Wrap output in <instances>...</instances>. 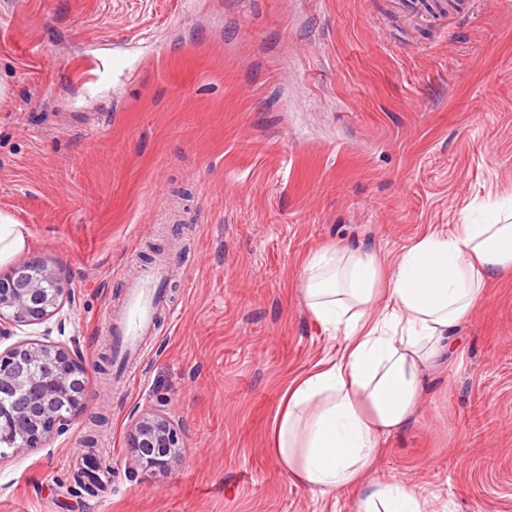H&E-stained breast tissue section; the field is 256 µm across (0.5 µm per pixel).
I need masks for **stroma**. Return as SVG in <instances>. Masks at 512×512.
I'll return each instance as SVG.
<instances>
[{
    "label": "stroma",
    "mask_w": 512,
    "mask_h": 512,
    "mask_svg": "<svg viewBox=\"0 0 512 512\" xmlns=\"http://www.w3.org/2000/svg\"><path fill=\"white\" fill-rule=\"evenodd\" d=\"M115 41L134 54L109 59ZM0 85V211L27 230L19 259L71 288L14 338L78 344L87 368L70 429L0 456V512H354L291 484L269 444L290 382L339 345L303 261L395 259L512 199V0H0ZM158 259L178 317L123 385L102 373L106 315ZM455 336L375 474L427 512H512V275ZM150 406L183 439L157 474L125 443ZM92 426L111 473L90 495L73 474Z\"/></svg>",
    "instance_id": "1"
}]
</instances>
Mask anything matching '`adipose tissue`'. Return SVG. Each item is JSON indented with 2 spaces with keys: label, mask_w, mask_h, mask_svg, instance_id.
I'll return each instance as SVG.
<instances>
[{
  "label": "adipose tissue",
  "mask_w": 512,
  "mask_h": 512,
  "mask_svg": "<svg viewBox=\"0 0 512 512\" xmlns=\"http://www.w3.org/2000/svg\"><path fill=\"white\" fill-rule=\"evenodd\" d=\"M512 272V224H455L423 235L395 261L334 245L305 260L311 320L336 353L292 382L271 443L291 483L319 498L354 491L355 512H425L414 487L373 479L389 438L419 413L423 380L452 333Z\"/></svg>",
  "instance_id": "obj_1"
}]
</instances>
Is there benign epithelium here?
Wrapping results in <instances>:
<instances>
[{"mask_svg": "<svg viewBox=\"0 0 512 512\" xmlns=\"http://www.w3.org/2000/svg\"><path fill=\"white\" fill-rule=\"evenodd\" d=\"M70 295L59 268L24 261L0 272V339L13 328L57 314ZM85 367L77 348L18 342L0 351V445L38 448L67 431L86 401ZM178 427L160 409L134 416L128 428L129 462L143 472L167 471L181 460Z\"/></svg>", "mask_w": 512, "mask_h": 512, "instance_id": "7a95c632", "label": "benign epithelium"}]
</instances>
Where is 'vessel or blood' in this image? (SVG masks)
<instances>
[{
	"instance_id": "obj_1",
	"label": "vessel or blood",
	"mask_w": 512,
	"mask_h": 512,
	"mask_svg": "<svg viewBox=\"0 0 512 512\" xmlns=\"http://www.w3.org/2000/svg\"><path fill=\"white\" fill-rule=\"evenodd\" d=\"M169 269L158 261L141 268L125 284V297L117 312L108 314L109 338L120 360L121 372H128L140 355L144 337L152 335L159 311L168 302L165 288Z\"/></svg>"
}]
</instances>
